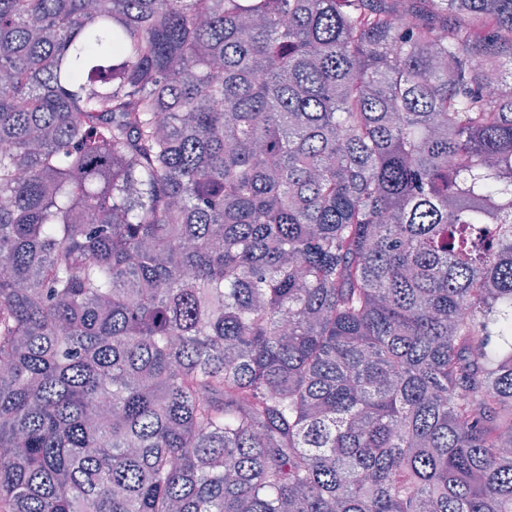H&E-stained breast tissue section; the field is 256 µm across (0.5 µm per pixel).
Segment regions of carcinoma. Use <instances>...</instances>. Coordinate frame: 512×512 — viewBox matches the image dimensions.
Returning <instances> with one entry per match:
<instances>
[{
	"mask_svg": "<svg viewBox=\"0 0 512 512\" xmlns=\"http://www.w3.org/2000/svg\"><path fill=\"white\" fill-rule=\"evenodd\" d=\"M0 144V512H512V0H0Z\"/></svg>",
	"mask_w": 512,
	"mask_h": 512,
	"instance_id": "obj_1",
	"label": "carcinoma"
}]
</instances>
